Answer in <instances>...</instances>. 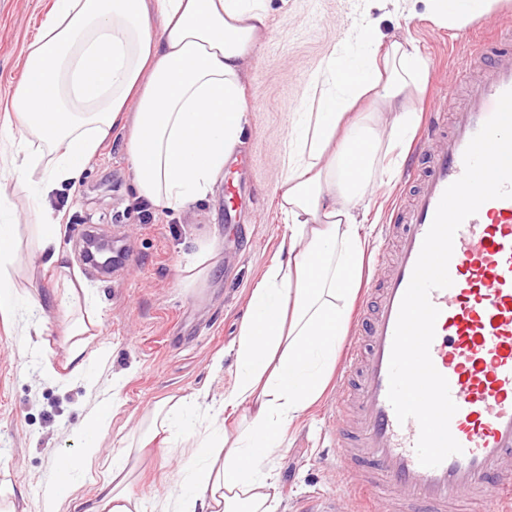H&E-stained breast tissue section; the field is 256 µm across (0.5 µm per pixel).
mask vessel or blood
Instances as JSON below:
<instances>
[{
	"instance_id": "obj_1",
	"label": "vessel or blood",
	"mask_w": 512,
	"mask_h": 512,
	"mask_svg": "<svg viewBox=\"0 0 512 512\" xmlns=\"http://www.w3.org/2000/svg\"><path fill=\"white\" fill-rule=\"evenodd\" d=\"M464 103L434 105L406 176L414 188L386 227L388 271L365 294L337 387L336 457L360 512L394 495L395 512H512V198L483 203L458 229L452 286L432 291L440 314L430 355L458 407L450 431L463 448L439 466L420 465L415 419L398 421L387 399L389 360L402 297L444 190L464 172L472 137L512 89V46L476 76Z\"/></svg>"
}]
</instances>
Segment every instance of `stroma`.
Masks as SVG:
<instances>
[{"label": "stroma", "mask_w": 512, "mask_h": 512, "mask_svg": "<svg viewBox=\"0 0 512 512\" xmlns=\"http://www.w3.org/2000/svg\"><path fill=\"white\" fill-rule=\"evenodd\" d=\"M50 0H0V112L9 108L21 80L19 50L33 38ZM268 28L248 56L242 81L248 106L240 145L209 196L180 212L156 211L144 224L136 209L125 133L113 131L76 189L48 196L60 212L65 264L89 291L87 312L99 322L92 349L105 351L82 372L59 379L67 347L68 310L54 270L39 256V221L24 195H13L21 222L20 260L12 272L21 297L10 322L0 320V487L20 491L17 512H44V495L61 459L78 454L85 415L108 397L116 407L99 435L102 457L123 450L139 433L143 414L157 401L194 399L197 429L214 417L236 374L230 345L248 312L250 290L288 233L280 210L282 158L294 125L293 108L321 72L328 55L351 45L367 15L382 17L387 38L413 42L430 67L419 114L445 93L460 97L480 35L512 27V0L460 28L439 24L423 0H267ZM396 169L378 177L363 228L367 252L382 245L390 206L409 195V148ZM236 192L233 223L224 221V195ZM121 252L111 280L83 259L84 230ZM213 255L196 266L200 252ZM42 334H35L34 323ZM335 385L288 432L287 448L272 457L278 475L277 512H318L343 496L347 482L336 463L330 410ZM137 466L130 492L144 512H160L174 490L179 456L162 461L154 447L133 451Z\"/></svg>", "instance_id": "1"}]
</instances>
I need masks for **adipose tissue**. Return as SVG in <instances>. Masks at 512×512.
<instances>
[{
  "label": "adipose tissue",
  "mask_w": 512,
  "mask_h": 512,
  "mask_svg": "<svg viewBox=\"0 0 512 512\" xmlns=\"http://www.w3.org/2000/svg\"><path fill=\"white\" fill-rule=\"evenodd\" d=\"M498 2L428 5L435 19L461 27ZM267 21L265 0H53L24 50L11 108L0 115V173L39 215L47 265H62L64 255L60 218L41 201L78 183L114 129L127 132L138 199L177 212L212 193L247 120L242 61ZM363 31L366 52H332L327 90L306 94L295 108L281 178L288 235L250 293L235 344L239 373L224 396V413L246 408V424L198 431L182 399L146 414L149 430L166 435L160 457H183L166 512L277 510L269 459L326 387L360 280V228L376 164L406 139L429 81L428 63L410 43L384 40L373 19ZM16 228L0 190L4 317L17 312ZM111 416L107 402L86 415L83 447L66 461V485L46 491V512L64 502L71 512H142L119 481L130 465L126 454L113 455L92 496L74 494Z\"/></svg>",
  "instance_id": "obj_1"
}]
</instances>
